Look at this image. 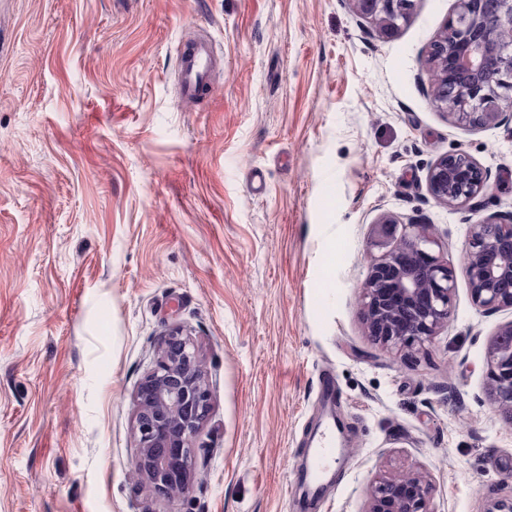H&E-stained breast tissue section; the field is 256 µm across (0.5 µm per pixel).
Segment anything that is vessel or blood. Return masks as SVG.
<instances>
[{
    "mask_svg": "<svg viewBox=\"0 0 512 512\" xmlns=\"http://www.w3.org/2000/svg\"><path fill=\"white\" fill-rule=\"evenodd\" d=\"M222 60V53L209 36L198 34L185 39L178 51L176 75L181 98L194 102L209 97L213 88V73ZM337 456L335 442L331 437H323L319 446L308 456L311 474L317 475L325 471L336 462Z\"/></svg>",
    "mask_w": 512,
    "mask_h": 512,
    "instance_id": "vessel-or-blood-1",
    "label": "vessel or blood"
}]
</instances>
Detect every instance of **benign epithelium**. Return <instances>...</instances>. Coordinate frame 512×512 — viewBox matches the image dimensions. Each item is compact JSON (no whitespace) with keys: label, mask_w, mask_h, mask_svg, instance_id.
<instances>
[{"label":"benign epithelium","mask_w":512,"mask_h":512,"mask_svg":"<svg viewBox=\"0 0 512 512\" xmlns=\"http://www.w3.org/2000/svg\"><path fill=\"white\" fill-rule=\"evenodd\" d=\"M356 13L391 33L410 17L416 0H351ZM459 10L431 44V98L458 122L482 125L512 112V0H458ZM482 168L465 152L439 158L428 172L439 202L467 205L486 188ZM393 244L371 260L362 284L367 335L388 350L423 345L452 317L454 275L433 250L435 238L416 224L392 232ZM465 269L473 303L487 311L512 308V224L489 217L470 225ZM490 403L512 413V321L490 340ZM203 360L188 334L162 335L158 356L134 391L132 461L136 479L175 501L192 488L195 442L211 410ZM431 487L419 474L377 477L366 512H433Z\"/></svg>","instance_id":"benign-epithelium-1"}]
</instances>
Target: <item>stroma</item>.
Here are the masks:
<instances>
[{"label": "stroma", "mask_w": 512, "mask_h": 512, "mask_svg": "<svg viewBox=\"0 0 512 512\" xmlns=\"http://www.w3.org/2000/svg\"><path fill=\"white\" fill-rule=\"evenodd\" d=\"M457 8L418 0L387 35L350 0H0V512H365L376 476L410 472L434 512L512 498L486 367L512 309L475 306L463 264L470 224L512 217V112L433 104L423 61ZM200 28L224 67L186 105ZM457 151L487 174L480 212L427 189ZM388 220L427 225L455 274L420 348L362 322ZM177 325L213 399L170 503L130 465L135 387ZM326 377L348 438L309 507ZM223 61L215 41L205 34L183 40L178 51L176 81L182 99L196 102L212 93L213 73Z\"/></svg>", "instance_id": "stroma-1"}]
</instances>
